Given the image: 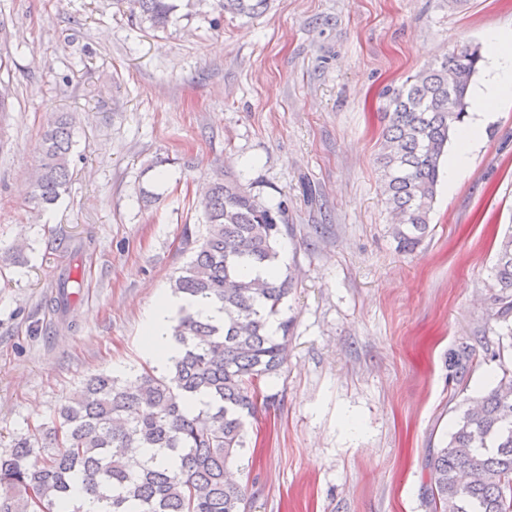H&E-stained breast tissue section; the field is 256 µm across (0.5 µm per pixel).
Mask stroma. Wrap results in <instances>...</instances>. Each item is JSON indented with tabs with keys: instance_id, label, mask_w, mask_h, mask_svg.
<instances>
[{
	"instance_id": "stroma-1",
	"label": "stroma",
	"mask_w": 512,
	"mask_h": 512,
	"mask_svg": "<svg viewBox=\"0 0 512 512\" xmlns=\"http://www.w3.org/2000/svg\"><path fill=\"white\" fill-rule=\"evenodd\" d=\"M210 20L162 32L127 0H0V451L88 377L144 366V313L221 169L287 203L279 266L296 276L276 402L233 464L248 512H429L428 457L512 369L490 277L512 227V109L440 182L411 251L382 192L381 114L408 76L511 30L512 0H271ZM55 112L74 118L73 175L43 208L31 175ZM64 268L82 286L59 311L45 299ZM463 342L477 364L460 383L446 359Z\"/></svg>"
}]
</instances>
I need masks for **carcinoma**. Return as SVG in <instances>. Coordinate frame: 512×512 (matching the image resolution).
Returning a JSON list of instances; mask_svg holds the SVG:
<instances>
[{"mask_svg":"<svg viewBox=\"0 0 512 512\" xmlns=\"http://www.w3.org/2000/svg\"><path fill=\"white\" fill-rule=\"evenodd\" d=\"M214 2L222 16L253 18L269 0H129L140 25L165 30L177 11ZM483 56L477 47L454 51L387 92L378 157L383 193L395 215L392 235L406 251L428 235L430 214L451 136L469 117L467 94ZM73 124L55 112L43 134V157L32 198L55 204L71 182ZM205 234L185 239L190 262L171 290L224 312L215 324L182 308L171 336L181 352L168 371L92 377L59 410V423L40 427L0 454V512H87L73 500L84 490L97 512H246L245 489L227 470L245 448L247 420L269 405L261 385L281 371L290 320L281 319L294 288L278 266L288 234L286 209L270 206L222 172L200 198ZM253 267L266 278H248ZM496 317H512V230L499 242L492 268ZM78 281L63 276L55 304L68 305ZM473 348L449 353L448 369L461 382ZM143 448L170 460L131 469ZM431 512H512V376L459 417L442 448L426 464Z\"/></svg>","mask_w":512,"mask_h":512,"instance_id":"1","label":"carcinoma"}]
</instances>
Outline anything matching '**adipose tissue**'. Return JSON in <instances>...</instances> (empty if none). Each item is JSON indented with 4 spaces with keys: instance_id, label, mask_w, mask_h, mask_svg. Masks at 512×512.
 Returning a JSON list of instances; mask_svg holds the SVG:
<instances>
[{
    "instance_id": "obj_1",
    "label": "adipose tissue",
    "mask_w": 512,
    "mask_h": 512,
    "mask_svg": "<svg viewBox=\"0 0 512 512\" xmlns=\"http://www.w3.org/2000/svg\"><path fill=\"white\" fill-rule=\"evenodd\" d=\"M487 50L490 76L474 97V110L483 120L491 118L495 106L512 107V31L490 32L487 36ZM182 307L192 308L216 323L223 320L222 313L212 305L184 296H159L143 322V350L158 368H166L178 352L168 334V325L172 315Z\"/></svg>"
}]
</instances>
